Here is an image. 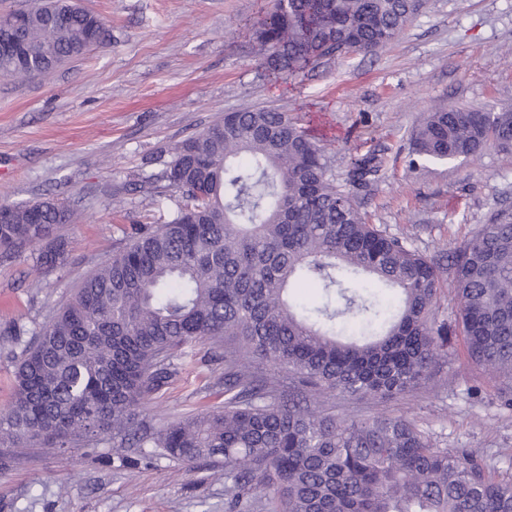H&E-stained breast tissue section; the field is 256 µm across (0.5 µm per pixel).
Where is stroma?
Returning a JSON list of instances; mask_svg holds the SVG:
<instances>
[{
	"mask_svg": "<svg viewBox=\"0 0 512 512\" xmlns=\"http://www.w3.org/2000/svg\"><path fill=\"white\" fill-rule=\"evenodd\" d=\"M108 35L40 77L0 80V202L65 200L76 221L49 275L41 244L0 257V410L14 397L16 340L30 341L136 224H162L182 204L161 175L176 144L244 108L287 110L346 178L379 170L356 202L372 224L427 256L470 239L512 209V149L410 168L411 134L438 103L512 111V0H429L376 55L321 60L304 79L272 81L250 30L270 0H78ZM454 354L420 388L389 399L339 396L338 415H403L440 448L470 451L512 479V406L500 382ZM224 357L187 347L167 384L140 409L148 428L224 402ZM224 469L186 466L157 448H116L111 436L65 448L0 447V512H224Z\"/></svg>",
	"mask_w": 512,
	"mask_h": 512,
	"instance_id": "stroma-1",
	"label": "stroma"
}]
</instances>
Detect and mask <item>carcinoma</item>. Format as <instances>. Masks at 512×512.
Here are the masks:
<instances>
[{"label":"carcinoma","mask_w":512,"mask_h":512,"mask_svg":"<svg viewBox=\"0 0 512 512\" xmlns=\"http://www.w3.org/2000/svg\"><path fill=\"white\" fill-rule=\"evenodd\" d=\"M427 0H274L252 28L265 70L298 77L327 57L373 54ZM106 23L73 0H37L16 29L33 63L0 60V78L39 77L103 41ZM409 166L512 147V112L434 107L412 133ZM377 172L339 182L307 130L279 108H246L183 140L161 179L183 204L139 224L23 346L0 443L63 447L112 434L191 465L224 466L225 512H512V481L438 448L406 417H341L324 396L386 398L426 383L448 352L438 321L440 261L368 223L355 197ZM0 255L42 243L40 269L64 253L74 212L54 197L0 203ZM468 357L512 396V212L499 210L448 253ZM315 287L321 302L290 296ZM224 351V407L152 432L135 411L182 349ZM286 367L293 389L248 369Z\"/></svg>","instance_id":"1"}]
</instances>
